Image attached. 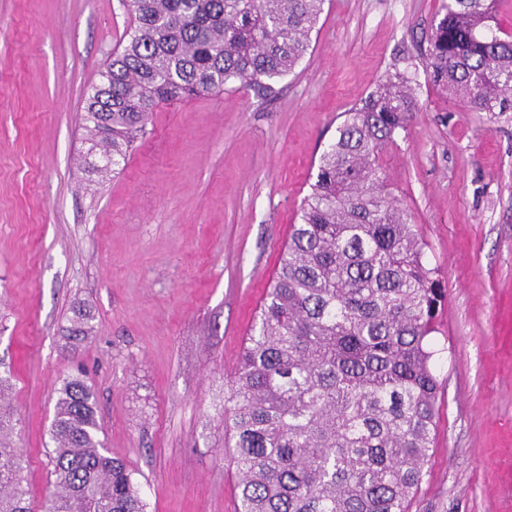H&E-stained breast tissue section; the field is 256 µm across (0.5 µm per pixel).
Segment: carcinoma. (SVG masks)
I'll list each match as a JSON object with an SVG mask.
<instances>
[{
	"label": "carcinoma",
	"mask_w": 512,
	"mask_h": 512,
	"mask_svg": "<svg viewBox=\"0 0 512 512\" xmlns=\"http://www.w3.org/2000/svg\"><path fill=\"white\" fill-rule=\"evenodd\" d=\"M325 0H126L129 39L85 107L104 174L162 101L237 88L261 100L310 49ZM487 0H448L431 83L475 112L512 111V36ZM398 71L343 113L224 399L239 512H408L424 476L439 384L431 337L445 292L380 160L419 108ZM93 315L73 310L71 336ZM0 414V512H146L137 480L99 438L80 378L59 388L52 481L37 503Z\"/></svg>",
	"instance_id": "carcinoma-1"
}]
</instances>
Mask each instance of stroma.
I'll return each mask as SVG.
<instances>
[{
	"instance_id": "stroma-1",
	"label": "stroma",
	"mask_w": 512,
	"mask_h": 512,
	"mask_svg": "<svg viewBox=\"0 0 512 512\" xmlns=\"http://www.w3.org/2000/svg\"><path fill=\"white\" fill-rule=\"evenodd\" d=\"M443 0H326L275 92L160 105L125 162L90 169L85 95L127 41L123 0H0V361L33 498L63 379L147 512H237L224 397L340 115L410 69L420 106L382 157L446 292L433 448L409 512H512V112L426 73ZM93 330L64 336L77 305Z\"/></svg>"
}]
</instances>
